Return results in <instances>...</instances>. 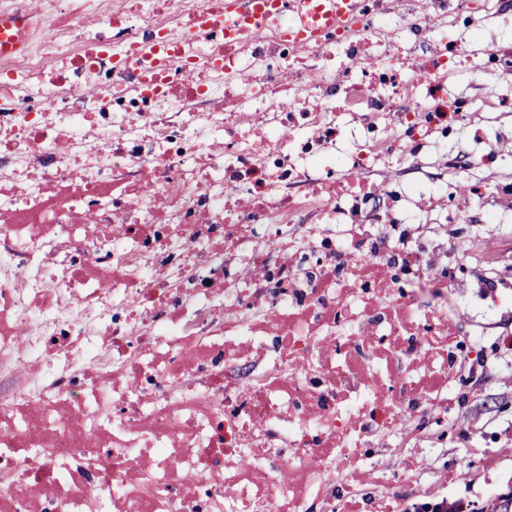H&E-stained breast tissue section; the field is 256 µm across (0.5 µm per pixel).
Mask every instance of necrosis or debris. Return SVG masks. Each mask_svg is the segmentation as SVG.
Wrapping results in <instances>:
<instances>
[{"instance_id":"4bbe7bcc","label":"necrosis or debris","mask_w":512,"mask_h":512,"mask_svg":"<svg viewBox=\"0 0 512 512\" xmlns=\"http://www.w3.org/2000/svg\"><path fill=\"white\" fill-rule=\"evenodd\" d=\"M264 3L0 0V512H376L363 449L454 393L482 280L399 278L368 173L502 52L471 0H355L306 53Z\"/></svg>"}]
</instances>
